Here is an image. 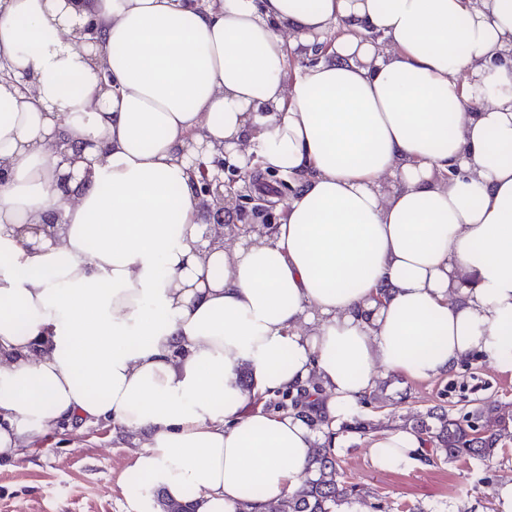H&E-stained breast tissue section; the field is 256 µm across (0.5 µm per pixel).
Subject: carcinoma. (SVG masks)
I'll return each instance as SVG.
<instances>
[{
	"instance_id": "1",
	"label": "carcinoma",
	"mask_w": 512,
	"mask_h": 512,
	"mask_svg": "<svg viewBox=\"0 0 512 512\" xmlns=\"http://www.w3.org/2000/svg\"><path fill=\"white\" fill-rule=\"evenodd\" d=\"M511 425L512 411L498 404L468 412L461 418H451L448 412L434 407L427 412V419L417 422L420 433L426 435L424 462H490L503 451V432ZM309 469L313 476L282 498L276 512H340L342 505L352 503L355 487L344 480L333 449H312Z\"/></svg>"
}]
</instances>
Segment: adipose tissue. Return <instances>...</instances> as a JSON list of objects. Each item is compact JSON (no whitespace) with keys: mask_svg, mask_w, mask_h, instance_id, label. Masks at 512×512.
<instances>
[{"mask_svg":"<svg viewBox=\"0 0 512 512\" xmlns=\"http://www.w3.org/2000/svg\"><path fill=\"white\" fill-rule=\"evenodd\" d=\"M511 53L512 0H0V460L104 421L166 498L267 512L327 437L251 394L317 380L334 423L384 372L512 373ZM202 145L289 176L269 231L197 250Z\"/></svg>","mask_w":512,"mask_h":512,"instance_id":"obj_1","label":"adipose tissue"}]
</instances>
